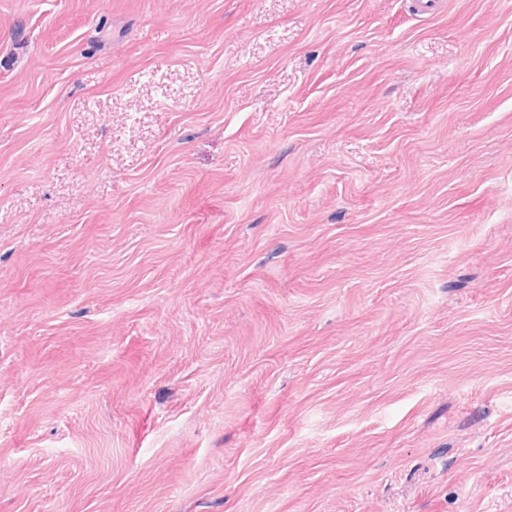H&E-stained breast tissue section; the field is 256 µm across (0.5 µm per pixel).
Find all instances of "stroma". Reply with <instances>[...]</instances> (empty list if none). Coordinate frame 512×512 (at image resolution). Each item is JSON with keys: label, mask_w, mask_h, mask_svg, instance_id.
I'll return each mask as SVG.
<instances>
[{"label": "stroma", "mask_w": 512, "mask_h": 512, "mask_svg": "<svg viewBox=\"0 0 512 512\" xmlns=\"http://www.w3.org/2000/svg\"><path fill=\"white\" fill-rule=\"evenodd\" d=\"M0 512H512V0H0Z\"/></svg>", "instance_id": "stroma-1"}]
</instances>
